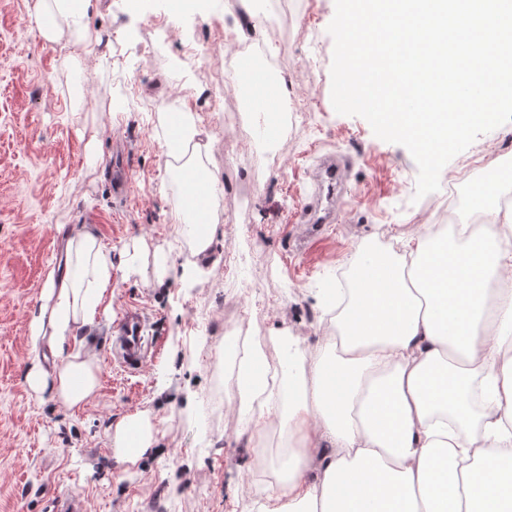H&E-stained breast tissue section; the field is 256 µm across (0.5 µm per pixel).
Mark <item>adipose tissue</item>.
Masks as SVG:
<instances>
[{"label":"adipose tissue","mask_w":512,"mask_h":512,"mask_svg":"<svg viewBox=\"0 0 512 512\" xmlns=\"http://www.w3.org/2000/svg\"><path fill=\"white\" fill-rule=\"evenodd\" d=\"M88 0H35L31 19L53 16L42 37L70 31L90 48ZM181 136L160 141L185 172L204 169L210 141L194 113L180 115ZM495 184H476L482 224L452 238L425 226L399 233L398 250L360 245L359 288L350 289L321 352L292 339L294 392L277 420L276 383L260 352L238 370V411L262 447L269 422L288 434L259 512H512V210L494 207ZM176 209L177 233L204 271L217 225L192 224ZM63 277L48 275L46 304L34 336L54 357L33 364L31 390L68 407L91 400L98 364L77 341L97 324L112 294V251L86 230L65 233ZM130 275L164 283L172 270L162 251L125 250ZM150 412L119 419L111 434L117 459L136 463L156 442Z\"/></svg>","instance_id":"obj_1"}]
</instances>
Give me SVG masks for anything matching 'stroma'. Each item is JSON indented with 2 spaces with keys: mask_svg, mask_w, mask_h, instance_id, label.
I'll return each instance as SVG.
<instances>
[{
  "mask_svg": "<svg viewBox=\"0 0 512 512\" xmlns=\"http://www.w3.org/2000/svg\"><path fill=\"white\" fill-rule=\"evenodd\" d=\"M33 0H0V512H51L54 497L79 496L86 512H150L162 497L164 512H256L265 494L251 481L256 451L235 410L212 415L208 434L197 428L203 402L218 384H236L224 371L225 316L247 314L249 331L264 336L268 365L277 367L289 337L307 351L320 347L325 293L339 288L338 273L357 257L361 238L380 228L406 233L425 222L437 194L415 199L418 169L403 146L385 142L362 117L336 113L330 69L334 42L327 31L334 0H294L271 26L259 25L268 0H198L173 11L170 0H90L87 23L99 66L81 85L66 79L73 50L70 33L45 41L30 20ZM162 19L168 39L145 52L151 23ZM252 25V42L278 65L285 95L307 103L302 123L279 156L265 157L274 138L258 128L237 89L187 60L188 43L224 57L228 31ZM185 104L211 137L209 173L223 189L221 226L213 262L198 275L177 236L171 215L180 182L169 179L157 138L158 104ZM84 106L96 123H111L89 164L91 132L74 110ZM237 114L240 133L253 140L268 177L249 180L250 159L224 152V115ZM128 150L132 188L126 201L112 194L101 162L114 140ZM347 162L349 192L333 224H303L311 174L320 156ZM91 226L113 252L145 240L169 252L175 270L165 287L112 267V300L100 330L86 337L100 366L93 401L67 408L36 397L25 382L33 359L31 322L42 305L48 272L62 273L55 248L59 225ZM139 305L157 342L153 359L132 376L112 361L114 320ZM148 410L157 419V444L136 463L112 452L114 424Z\"/></svg>",
  "mask_w": 512,
  "mask_h": 512,
  "instance_id": "35a3bbf8",
  "label": "stroma"
}]
</instances>
